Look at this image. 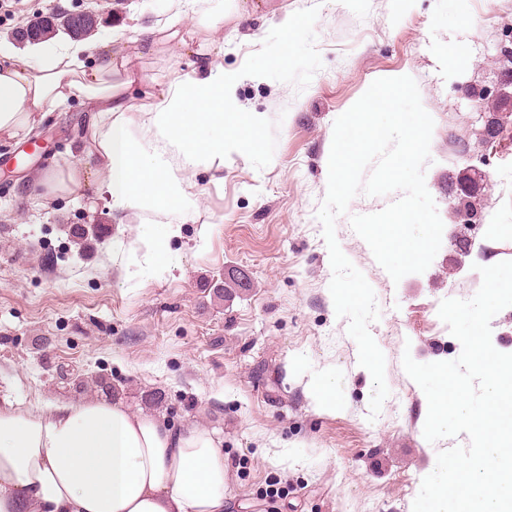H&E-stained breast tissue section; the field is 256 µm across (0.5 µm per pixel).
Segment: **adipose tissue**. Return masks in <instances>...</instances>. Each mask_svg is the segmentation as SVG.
Masks as SVG:
<instances>
[{
	"label": "adipose tissue",
	"mask_w": 512,
	"mask_h": 512,
	"mask_svg": "<svg viewBox=\"0 0 512 512\" xmlns=\"http://www.w3.org/2000/svg\"><path fill=\"white\" fill-rule=\"evenodd\" d=\"M123 28L106 42L56 49L31 43L26 60L0 42V142L32 135L48 113L70 101L89 104L90 155L96 166L49 169L38 178L49 199L91 185L113 212L182 207L175 167L223 159L226 143L251 149V125L205 139L224 124L235 75L201 57L192 77L146 106L153 147H144L127 115L132 57ZM96 55L94 69L84 58ZM226 467L215 430L173 428L164 417L134 412L110 398L60 402L38 410L0 405V512H225Z\"/></svg>",
	"instance_id": "1"
}]
</instances>
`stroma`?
I'll return each instance as SVG.
<instances>
[{
    "instance_id": "stroma-1",
    "label": "stroma",
    "mask_w": 512,
    "mask_h": 512,
    "mask_svg": "<svg viewBox=\"0 0 512 512\" xmlns=\"http://www.w3.org/2000/svg\"><path fill=\"white\" fill-rule=\"evenodd\" d=\"M0 0V40L54 12L93 11L90 38L115 27L133 41L142 26L172 24L186 47L135 61V104L192 76L206 37L214 59L239 77L225 103L229 125L257 118L258 146L225 150L222 166L180 171L188 208L112 216L106 197L41 202L36 177L88 163L79 145L88 107L54 112L41 133L50 149L14 166L0 143V403L23 407L96 397L111 378L133 411L185 429L220 431L229 512H412L439 452L467 435L428 442L427 399L402 356L450 361L460 342L440 320L442 300L471 299L480 267L512 260V94L500 49L512 33V0ZM299 18V36L278 24ZM213 26L205 31L197 18ZM408 75L434 120L425 183L444 224L456 229L455 181L482 182L478 223L465 253L443 241L428 269L393 282L351 216L400 199L357 195L335 223L338 244L374 290L380 316L369 331L385 356L390 394L369 420L373 381L358 363L349 321L337 317L332 268L316 213L328 181L335 119L378 78ZM495 136H488V129ZM89 231L78 251L73 227ZM171 227L169 263L145 245ZM244 273L230 297L225 277ZM333 373L335 406L312 384ZM161 403L148 402L151 392ZM278 495H270V487Z\"/></svg>"
}]
</instances>
